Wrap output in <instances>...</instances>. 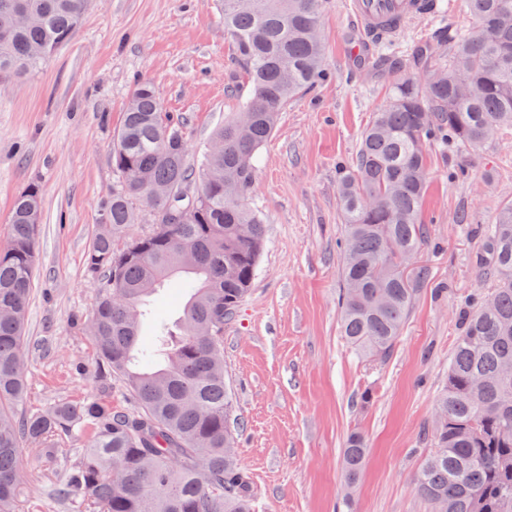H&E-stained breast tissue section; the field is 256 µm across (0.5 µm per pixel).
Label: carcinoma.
<instances>
[{
  "mask_svg": "<svg viewBox=\"0 0 512 512\" xmlns=\"http://www.w3.org/2000/svg\"><path fill=\"white\" fill-rule=\"evenodd\" d=\"M224 31L245 68L243 109L224 119L203 162L187 161L180 122L140 82L113 136L119 180L102 209L87 268L105 275L87 324L99 359L134 396L133 410L89 397L29 414L24 325L36 265L42 193L12 203L11 243L0 252V512H22L20 444L57 459L54 440L84 428L91 438L58 495L73 512H255L238 463L232 396L224 381V323L249 293L266 228L245 203L258 150L282 108L332 76L320 17L323 0H218ZM88 0H0V78L25 74L76 30ZM475 26L439 33L400 60L373 54L392 77L387 100L363 132L337 185L344 235L341 333L363 356H392L428 269L403 276L428 239L422 205L435 145L479 147L512 128V0H466ZM198 185L189 195L185 188ZM149 185L177 224L129 235ZM474 265L490 289L456 311L460 336L448 385L428 429L433 451L415 476L431 512H512V203L495 223L469 225ZM126 239L116 253L112 242ZM187 294L169 322L150 309L174 276ZM154 339L144 342L146 320ZM366 458L362 435L343 448L342 505L349 507Z\"/></svg>",
  "mask_w": 512,
  "mask_h": 512,
  "instance_id": "carcinoma-1",
  "label": "carcinoma"
}]
</instances>
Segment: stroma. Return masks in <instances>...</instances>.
I'll return each instance as SVG.
<instances>
[{
    "label": "stroma",
    "instance_id": "obj_1",
    "mask_svg": "<svg viewBox=\"0 0 512 512\" xmlns=\"http://www.w3.org/2000/svg\"><path fill=\"white\" fill-rule=\"evenodd\" d=\"M413 21L392 43L410 53L434 30L472 27L464 0ZM347 0H326L321 28L334 76L288 102L260 148L248 205L266 242L252 287L224 326V375L241 428L239 465L258 512H339L342 449L351 432L368 448L350 512H430L414 476L424 436L448 384L459 336L455 311L484 288L477 239L465 224H489L512 202V129L493 143L428 157L424 216L430 235L407 268L429 276L392 358L374 363L340 333L337 291L343 236L339 167L388 95L387 75L356 62ZM149 81L167 115L183 120L189 162L247 96L245 73L214 0H90L80 25L27 75L0 81V251L11 238L16 195H43L36 276L26 324V412L102 398L136 402L109 378L85 324L101 277L86 256L101 210L118 182L112 138L137 81ZM464 169L463 181L448 180ZM87 434L56 438L57 463L23 446L24 512H71L56 490L79 460Z\"/></svg>",
    "mask_w": 512,
    "mask_h": 512
}]
</instances>
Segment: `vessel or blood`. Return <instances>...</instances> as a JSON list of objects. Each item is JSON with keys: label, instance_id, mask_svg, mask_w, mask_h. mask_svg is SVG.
Masks as SVG:
<instances>
[{"label": "vessel or blood", "instance_id": "vessel-or-blood-1", "mask_svg": "<svg viewBox=\"0 0 512 512\" xmlns=\"http://www.w3.org/2000/svg\"><path fill=\"white\" fill-rule=\"evenodd\" d=\"M442 0H350L348 12L356 33L353 55L399 34L411 21L440 12Z\"/></svg>", "mask_w": 512, "mask_h": 512}]
</instances>
